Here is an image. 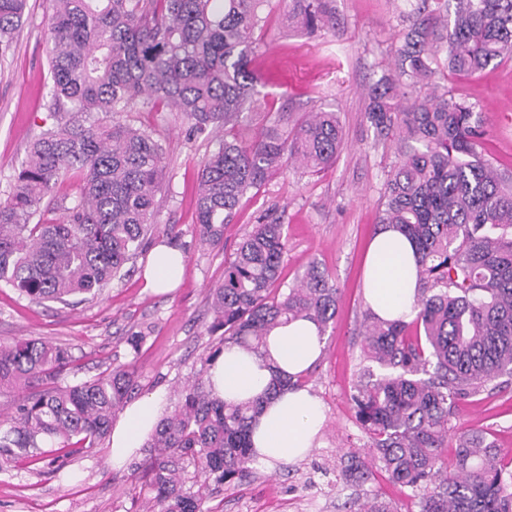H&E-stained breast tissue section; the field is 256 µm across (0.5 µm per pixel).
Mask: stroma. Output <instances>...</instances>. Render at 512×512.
I'll list each match as a JSON object with an SVG mask.
<instances>
[{"label":"stroma","mask_w":512,"mask_h":512,"mask_svg":"<svg viewBox=\"0 0 512 512\" xmlns=\"http://www.w3.org/2000/svg\"><path fill=\"white\" fill-rule=\"evenodd\" d=\"M336 18L332 33H307L288 21L290 0H271L256 31L255 68L267 78L249 110L239 118L242 137L253 136L275 115L296 123L309 112H335L344 145L335 164L321 174L297 168L278 173L243 200L235 223L224 230V246L199 247L195 233L198 172L221 145L219 135L190 131L181 113L160 106L130 112L126 121L154 131L166 149L167 179L157 195V232L185 256L182 282L173 292L146 288L147 253L129 273L112 280L89 300L37 303L0 285V343L38 337L67 348L69 367L61 385H75L116 366H133L135 396L158 393L174 409L177 391L206 376L207 357L220 348L209 335L210 289L224 275V261L252 229L278 219L288 233L278 289L296 283L318 262L338 289L336 318L325 333L322 355L301 376L325 412L314 448L300 461L257 464L244 482L218 488L220 512H346L345 503L375 497L391 512H419L409 489L390 482L380 469L365 481L344 480L350 457H364L366 433L349 400L359 370L363 266L378 229L387 172L399 160L393 138L379 137L366 118L367 92L393 74L394 56L409 26V0H327ZM49 0H28V15L12 49L0 62V198H6L27 158L31 141L52 125ZM455 95L473 103L483 117L482 153L494 166L512 170V60L473 76L449 75ZM144 331L139 350L127 339ZM461 432H480L512 464V383L460 402L452 420ZM146 451L122 469L112 466L109 443L87 452L60 449L41 459L0 458V512H146L149 489L140 478Z\"/></svg>","instance_id":"stroma-1"}]
</instances>
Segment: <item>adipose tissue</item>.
<instances>
[{"mask_svg":"<svg viewBox=\"0 0 512 512\" xmlns=\"http://www.w3.org/2000/svg\"><path fill=\"white\" fill-rule=\"evenodd\" d=\"M185 258L172 246L157 244L144 272L147 288L174 289ZM417 263L409 241L398 231L377 233L367 254L364 294L380 318L393 321L413 315L417 296ZM264 355L237 346H225L212 363L208 385L212 395L226 402H246L261 394L274 374L299 376L319 358L324 342L316 323L298 320L273 329ZM160 396L147 395L129 404L112 427L113 467H122L136 455L163 417ZM325 422L319 399L308 389L289 386L269 400L252 426L251 440L260 462L274 465L303 458L313 448Z\"/></svg>","mask_w":512,"mask_h":512,"instance_id":"obj_1","label":"adipose tissue"}]
</instances>
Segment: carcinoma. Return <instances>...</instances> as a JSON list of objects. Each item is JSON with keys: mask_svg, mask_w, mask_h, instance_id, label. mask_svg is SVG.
Wrapping results in <instances>:
<instances>
[{"mask_svg": "<svg viewBox=\"0 0 512 512\" xmlns=\"http://www.w3.org/2000/svg\"><path fill=\"white\" fill-rule=\"evenodd\" d=\"M269 0H51L48 65L56 124L31 143L11 193L0 200V282L32 301L95 296L145 246L155 227L165 148L153 133L117 118L162 104L199 133L224 142L199 172L200 244L217 246L239 205L291 165L332 167L343 145L336 113H310L293 127L278 117L248 140L232 133L257 94L255 30ZM289 18L308 32L334 27L326 0H292ZM420 0L398 49L403 83L424 93L404 106L382 77L367 119L398 132L402 159L385 181L378 223L402 232L418 263L410 321L363 312L359 379L350 394L375 464L411 489L420 512H512V470L480 433L456 436V469L440 466L457 404L512 377V173L482 157L475 106L440 85L443 72L472 76L512 57V0ZM27 0H0V58L23 24ZM79 174L76 199L53 200L57 222L35 219L60 178ZM288 236L260 222L224 261L211 288L224 344L259 353L272 329L307 319L326 329L337 289L317 262L275 292ZM68 351L40 338L0 344V394H19L0 420V455L37 456L46 445L98 447L135 388L116 367L72 386L57 378ZM264 399L229 404L198 377L146 442L142 478L149 512H214L212 486L242 480L257 459L250 425ZM194 462V472L183 466ZM197 491H186V484Z\"/></svg>", "mask_w": 512, "mask_h": 512, "instance_id": "carcinoma-1", "label": "carcinoma"}]
</instances>
